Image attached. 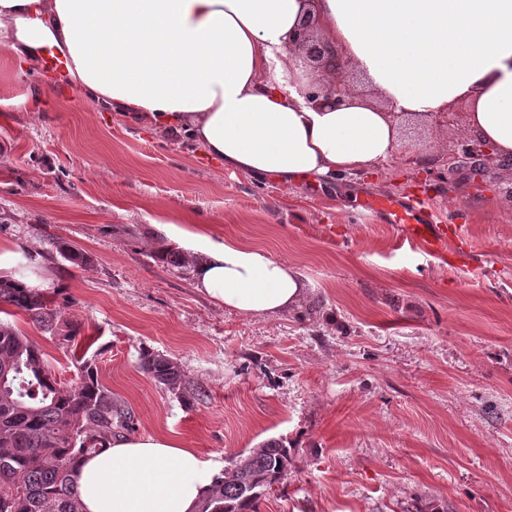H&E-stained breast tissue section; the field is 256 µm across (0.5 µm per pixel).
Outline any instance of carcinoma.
<instances>
[{
	"label": "carcinoma",
	"instance_id": "carcinoma-1",
	"mask_svg": "<svg viewBox=\"0 0 512 512\" xmlns=\"http://www.w3.org/2000/svg\"><path fill=\"white\" fill-rule=\"evenodd\" d=\"M55 252L73 264L91 256L75 245L55 241ZM23 313L42 332L76 341L80 328L60 320L38 288L12 275L0 276V307ZM140 368L167 389L185 390L173 359L145 351ZM133 417L98 379V368L84 362L78 381L62 387L43 353L14 325L0 320V512H81L74 474L81 458L109 447ZM289 450L270 439L238 455L215 478L197 512H256L258 503L288 475Z\"/></svg>",
	"mask_w": 512,
	"mask_h": 512
}]
</instances>
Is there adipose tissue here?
<instances>
[{
  "mask_svg": "<svg viewBox=\"0 0 512 512\" xmlns=\"http://www.w3.org/2000/svg\"><path fill=\"white\" fill-rule=\"evenodd\" d=\"M318 36L366 83L307 103L287 46ZM0 42L19 72L44 48L72 86L159 132L201 143L225 168L283 184L356 175L401 147L399 116L465 105V134L512 175V0H0ZM195 286L245 317L297 308L307 285L261 249L225 245ZM216 472L165 436H125L80 460L82 512H195Z\"/></svg>",
  "mask_w": 512,
  "mask_h": 512,
  "instance_id": "adipose-tissue-1",
  "label": "adipose tissue"
}]
</instances>
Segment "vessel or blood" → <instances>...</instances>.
I'll return each mask as SVG.
<instances>
[{
    "mask_svg": "<svg viewBox=\"0 0 512 512\" xmlns=\"http://www.w3.org/2000/svg\"><path fill=\"white\" fill-rule=\"evenodd\" d=\"M362 206L385 215L390 223L400 225L403 238L415 243L428 255L444 257L446 244L453 238L464 246L470 242L466 225L437 223L420 198H372L364 200Z\"/></svg>",
    "mask_w": 512,
    "mask_h": 512,
    "instance_id": "b4317fda",
    "label": "vessel or blood"
}]
</instances>
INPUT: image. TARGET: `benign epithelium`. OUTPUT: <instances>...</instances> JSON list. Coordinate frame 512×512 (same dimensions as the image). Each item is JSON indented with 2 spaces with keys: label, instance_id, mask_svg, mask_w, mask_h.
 I'll return each instance as SVG.
<instances>
[{
  "label": "benign epithelium",
  "instance_id": "obj_1",
  "mask_svg": "<svg viewBox=\"0 0 512 512\" xmlns=\"http://www.w3.org/2000/svg\"><path fill=\"white\" fill-rule=\"evenodd\" d=\"M288 50L290 54L313 64L318 69L332 65L344 75V78L334 86L318 82L309 83L305 89V98L308 102L314 104L318 101H327L337 107L344 104L346 86L350 84L348 69L335 50L315 36L313 23L310 22L298 30L290 41ZM446 166L450 175L463 169L483 174L500 168L501 164L497 161L492 149L482 140L459 137L455 139L446 155Z\"/></svg>",
  "mask_w": 512,
  "mask_h": 512
}]
</instances>
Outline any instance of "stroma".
Instances as JSON below:
<instances>
[{"label": "stroma", "instance_id": "1", "mask_svg": "<svg viewBox=\"0 0 512 512\" xmlns=\"http://www.w3.org/2000/svg\"><path fill=\"white\" fill-rule=\"evenodd\" d=\"M440 134L404 121L384 169L287 186L95 105L61 73H15L0 44V252L80 324L79 345L14 322L62 385L94 361L132 435L175 436L220 469L282 440L292 463L258 512H512L511 184L426 177ZM377 195H419L439 223L467 225L477 271L354 208ZM227 243L287 261L308 300L245 318L200 293L192 263ZM146 350L178 363L185 397L140 369Z\"/></svg>", "mask_w": 512, "mask_h": 512}]
</instances>
